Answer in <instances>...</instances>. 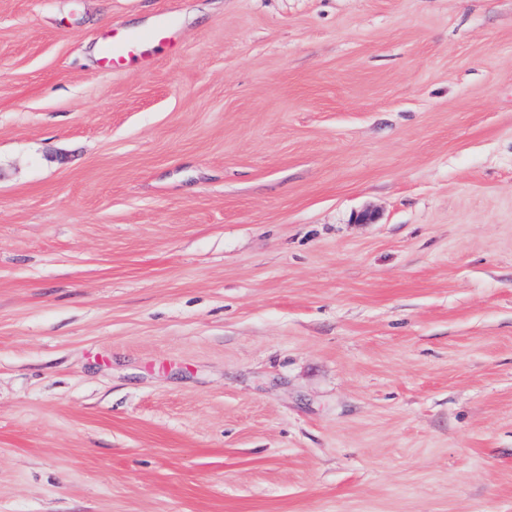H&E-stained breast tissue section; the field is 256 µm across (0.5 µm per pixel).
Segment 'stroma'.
Returning <instances> with one entry per match:
<instances>
[{
  "label": "stroma",
  "mask_w": 512,
  "mask_h": 512,
  "mask_svg": "<svg viewBox=\"0 0 512 512\" xmlns=\"http://www.w3.org/2000/svg\"><path fill=\"white\" fill-rule=\"evenodd\" d=\"M0 512H512V0H0ZM99 64L105 69H120L138 63L144 70L151 68L154 53L173 49L176 42L172 26L165 14L145 31L112 28L100 36Z\"/></svg>",
  "instance_id": "35a3bbf8"
}]
</instances>
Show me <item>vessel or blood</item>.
Instances as JSON below:
<instances>
[{
	"instance_id": "b4317fda",
	"label": "vessel or blood",
	"mask_w": 512,
	"mask_h": 512,
	"mask_svg": "<svg viewBox=\"0 0 512 512\" xmlns=\"http://www.w3.org/2000/svg\"><path fill=\"white\" fill-rule=\"evenodd\" d=\"M175 46L172 26L168 17L162 15L145 31L113 28L104 33L100 38L99 63L112 70L136 63L147 70L151 68L157 50Z\"/></svg>"
}]
</instances>
